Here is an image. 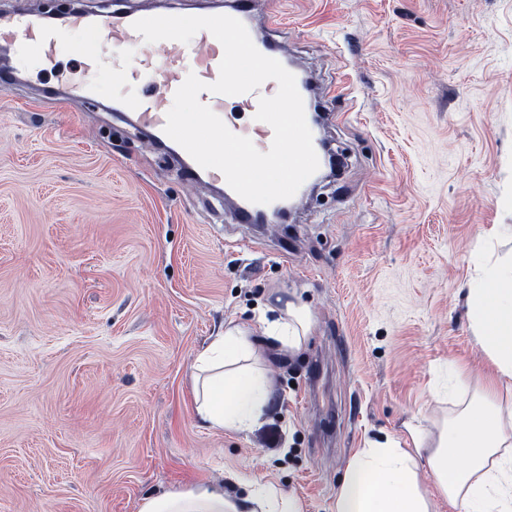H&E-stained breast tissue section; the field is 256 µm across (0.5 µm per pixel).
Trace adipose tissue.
<instances>
[{"label":"adipose tissue","instance_id":"adipose-tissue-1","mask_svg":"<svg viewBox=\"0 0 512 512\" xmlns=\"http://www.w3.org/2000/svg\"><path fill=\"white\" fill-rule=\"evenodd\" d=\"M474 340L493 370L477 401L438 434L419 471L410 454L391 443L376 444L349 461L334 512H435L434 499L421 488L422 474L458 512H512V404L490 407L499 389L512 387V268H494L466 290ZM311 324L303 306L286 303L282 317L265 333L288 352H299ZM256 348L238 326L201 350L193 364L194 410L199 421L218 430L250 431L272 395L266 373L246 367ZM139 512H302L293 497L259 487L239 498L220 483L144 497Z\"/></svg>","mask_w":512,"mask_h":512}]
</instances>
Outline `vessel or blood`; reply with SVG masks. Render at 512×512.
I'll list each match as a JSON object with an SVG mask.
<instances>
[{"label": "vessel or blood", "mask_w": 512, "mask_h": 512, "mask_svg": "<svg viewBox=\"0 0 512 512\" xmlns=\"http://www.w3.org/2000/svg\"><path fill=\"white\" fill-rule=\"evenodd\" d=\"M255 3L256 0H229L226 13L245 25L260 53L283 60L282 49L265 34L266 29L277 25L279 17L270 11L264 21H257ZM136 19V14L121 10L95 22L74 12L60 17L54 24L43 23L24 12L0 15V57H29L43 65L52 64L57 55L58 33L63 27L94 28L117 48L139 45L141 53L126 67L124 75L127 79L144 82L149 91L135 100L118 98L116 105L118 109L132 112L138 126L152 131L153 137L148 140L147 146L156 150L170 142L164 126L176 90L191 73L207 85L214 83L219 77L224 50L221 43L205 30L196 34L194 45L190 48L171 40L159 44L144 42L142 35L132 27ZM199 100L216 115L222 116L230 131L250 138L259 151H268L273 140V130L267 123H259L253 128H240L233 115L224 110L226 96L207 90L200 93ZM185 173V181L191 187L201 181L221 186L226 183L222 172L202 168L192 159L188 160Z\"/></svg>", "instance_id": "obj_1"}]
</instances>
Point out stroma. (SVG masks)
Segmentation results:
<instances>
[{
	"instance_id": "stroma-1",
	"label": "stroma",
	"mask_w": 512,
	"mask_h": 512,
	"mask_svg": "<svg viewBox=\"0 0 512 512\" xmlns=\"http://www.w3.org/2000/svg\"><path fill=\"white\" fill-rule=\"evenodd\" d=\"M323 91L337 178L291 224H238L124 113L137 47L100 43L79 107L54 67L0 88V512H139L152 494L270 484L333 512L349 459L413 447L490 372L464 290L512 252V0H258ZM93 15L155 0H0ZM313 315L300 352L264 340L277 297ZM274 382L252 432L193 412L192 364L224 326Z\"/></svg>"
}]
</instances>
